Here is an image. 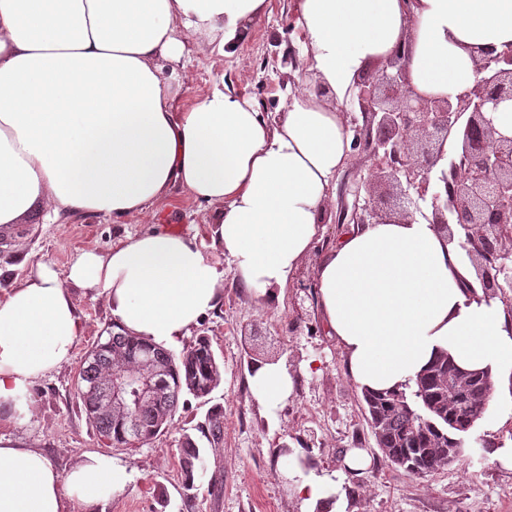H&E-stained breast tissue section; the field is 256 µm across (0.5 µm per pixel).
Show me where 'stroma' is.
I'll return each instance as SVG.
<instances>
[{
	"label": "stroma",
	"mask_w": 512,
	"mask_h": 512,
	"mask_svg": "<svg viewBox=\"0 0 512 512\" xmlns=\"http://www.w3.org/2000/svg\"><path fill=\"white\" fill-rule=\"evenodd\" d=\"M294 5L295 0H270L267 14L232 56L201 51L194 38H186L192 57L186 100L202 96L219 78L261 106L285 98V68L273 55ZM209 214L207 204L178 189L167 205L150 206L126 221L96 215H76L62 224L31 219L0 237V287L20 281L33 262L52 261L63 273L80 251L108 250L158 224L197 235L212 246ZM338 236L335 225H325L312 253L290 276L282 302L271 306L255 299L234 275L231 259L220 256L222 303L181 344L210 337L223 366L221 383L208 402L193 399L179 405L163 435L134 449L108 447L74 392L86 353L105 341L114 320L105 297L73 289L84 321L74 358L29 390L31 414L0 417V435L42 449L62 470L82 454L97 452L133 471V480L110 500L90 510L77 503L73 512H300L284 467L290 447L308 449L319 469L350 486L348 512H512V470L503 469L489 448L493 442H512L511 422L494 430L479 422L464 438L463 457L426 477L385 462L366 422L362 392L348 375L343 349L328 335L316 305L315 270ZM248 349L284 365L296 378L292 394L275 409H266L253 392L243 359ZM212 405L224 409L223 443L209 449V476L188 495L178 466L179 439L183 430L203 421ZM352 448L369 454L367 470L346 468L344 458Z\"/></svg>",
	"instance_id": "1"
}]
</instances>
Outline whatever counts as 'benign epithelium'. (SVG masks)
<instances>
[{
  "instance_id": "benign-epithelium-1",
  "label": "benign epithelium",
  "mask_w": 512,
  "mask_h": 512,
  "mask_svg": "<svg viewBox=\"0 0 512 512\" xmlns=\"http://www.w3.org/2000/svg\"><path fill=\"white\" fill-rule=\"evenodd\" d=\"M281 62L304 74L291 38ZM408 48H398L380 67L362 72L341 109L350 115L351 152L371 162L379 189L343 183L335 224H380L391 213L429 217L454 238L474 269L485 296L512 300V134L494 114L512 106V43L474 58L477 79L455 96L419 95L410 89ZM448 162L438 163L443 158ZM352 196L347 202L346 196ZM157 372H115L96 411L128 415L155 399Z\"/></svg>"
}]
</instances>
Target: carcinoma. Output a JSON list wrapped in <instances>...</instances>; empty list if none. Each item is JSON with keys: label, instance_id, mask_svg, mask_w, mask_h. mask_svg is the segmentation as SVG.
Here are the masks:
<instances>
[{"label": "carcinoma", "instance_id": "cac0c4a2", "mask_svg": "<svg viewBox=\"0 0 512 512\" xmlns=\"http://www.w3.org/2000/svg\"><path fill=\"white\" fill-rule=\"evenodd\" d=\"M104 350L89 358L80 372L83 385L90 391L82 402L92 427L100 437L112 440V446L123 447L130 433L150 443L165 425L164 417L176 411L180 397L207 399L221 381V362L211 341L200 336L180 356L137 336L114 332L103 343ZM162 372L167 381L157 399L131 408L129 420L121 424L116 417L92 410L95 391L101 388L113 370L136 372L141 364ZM462 371L445 356L436 358L413 383L387 392L363 393L364 409L373 422L371 432L392 451L388 460L420 476L440 469L445 451L462 452L464 432L448 428V418L461 424L475 425L485 413L487 376L483 372L470 375L466 398L457 400L448 387ZM224 437V411L209 408L204 421L185 431L180 438L179 468L183 488L189 492L207 471V449L217 448Z\"/></svg>", "mask_w": 512, "mask_h": 512}]
</instances>
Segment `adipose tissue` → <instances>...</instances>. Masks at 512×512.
I'll return each instance as SVG.
<instances>
[{"label":"adipose tissue","mask_w":512,"mask_h":512,"mask_svg":"<svg viewBox=\"0 0 512 512\" xmlns=\"http://www.w3.org/2000/svg\"><path fill=\"white\" fill-rule=\"evenodd\" d=\"M268 0H0V226L33 213L115 220L164 200L172 187L211 206L216 242L254 298L281 302L309 255L331 184L350 160L340 101L358 72L410 43L413 88L445 95L472 86L473 57L512 43V0H297L294 25L309 69L326 87L298 90L269 123L256 103L217 82L182 103L165 75L180 32L234 54ZM464 252L421 217L343 232L316 270L329 335L360 390L412 381L441 353L490 376L493 420L512 415L497 394L512 375V315L470 288ZM106 296L118 328L175 345L221 302L224 271L196 236L153 229L86 251L59 273L30 264L0 290V416L68 364L84 323L71 287ZM251 383L274 408L293 390L283 365L257 362ZM288 456L302 512H346L342 481ZM131 478L112 456L85 454L60 471L38 448L0 437V512H71L111 499Z\"/></svg>","instance_id":"obj_1"}]
</instances>
